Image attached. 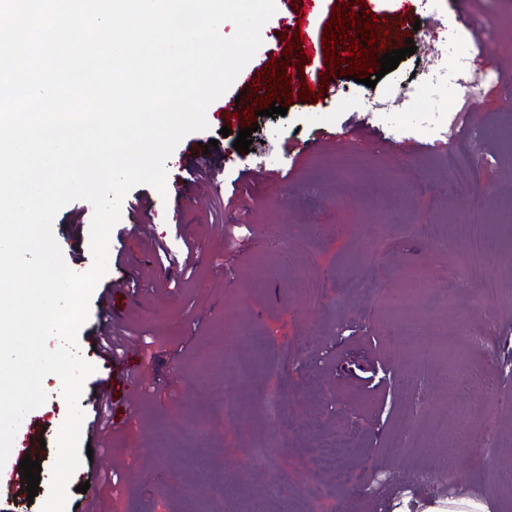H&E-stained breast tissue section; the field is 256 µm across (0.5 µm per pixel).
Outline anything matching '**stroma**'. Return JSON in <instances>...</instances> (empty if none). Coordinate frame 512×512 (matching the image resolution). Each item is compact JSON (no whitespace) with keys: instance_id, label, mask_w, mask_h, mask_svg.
<instances>
[{"instance_id":"35a3bbf8","label":"stroma","mask_w":512,"mask_h":512,"mask_svg":"<svg viewBox=\"0 0 512 512\" xmlns=\"http://www.w3.org/2000/svg\"><path fill=\"white\" fill-rule=\"evenodd\" d=\"M337 0H319L314 13H298L291 0H275L276 11L261 29L262 44L244 66L251 73L268 60H284L283 31H302L321 46L324 26ZM385 20L395 48L413 42L416 51L368 87L331 76L326 96L294 100L286 115L258 117L252 152L235 150L233 133L221 137L216 99L207 109L208 127L187 134L166 161L168 176L185 175L199 144L217 141L211 152L214 183L194 185L191 199L161 196L140 185L121 202V218L109 238L108 270L90 299L87 321L77 333V350L94 371L84 382L81 455L68 493L66 512H251L258 485L278 473L282 487L263 501L264 512H385L401 492L430 498L454 491L486 493L495 512H512V486L499 481L512 459V409L494 405L478 389H449L470 366L483 364L492 376L512 371V299L485 311L467 267L480 255L458 245L453 226L464 203L445 187L453 174L445 166L449 148L466 147L471 132H485L484 150L468 169L482 200L479 222L497 231L501 205L512 201V155L498 133L512 122V100L502 83H512V33L490 39L492 19L512 15V0H478L459 18L454 0H366ZM448 22L473 46V67L491 64L502 76L481 107L458 128L427 134L417 127L421 112L450 105L455 82L419 101L398 97L401 86L421 73ZM380 112L367 111L371 101ZM243 188L233 192V181ZM93 209L71 202L54 219L69 245L66 264L89 270L93 264L90 224ZM238 219L247 234L228 236L225 224ZM196 246L191 273L177 284L156 280L163 254L182 256ZM135 260L134 286L116 292L117 321L128 341L119 355L123 370L108 371L94 350L102 319L101 299L120 276L119 259ZM425 286L417 304L422 333L444 331L461 317L485 327L497 346L493 357L464 354L448 370L417 369L410 356L395 355L391 342L409 323L395 314L393 292L409 278ZM314 283L316 293L302 290ZM236 310L245 344L223 362L228 342L224 314ZM299 353L285 361L282 348ZM184 374L172 379L170 363ZM112 377L108 439L91 422L99 382ZM237 379L224 385L226 375ZM59 378L47 376L46 402L23 418L19 435L44 439L41 455L54 462L56 438L67 413ZM276 394L278 417L265 409ZM464 417L470 433L493 426L497 445L475 468L470 448L452 453L431 442V425L448 412ZM356 439L353 448L345 447ZM339 442V470L324 469L320 455ZM252 459L248 479L238 467ZM12 457L4 478L12 495L0 512H41L49 480L27 500V481ZM112 470L117 490L78 492L94 470ZM208 476L207 491L188 495Z\"/></svg>"}]
</instances>
